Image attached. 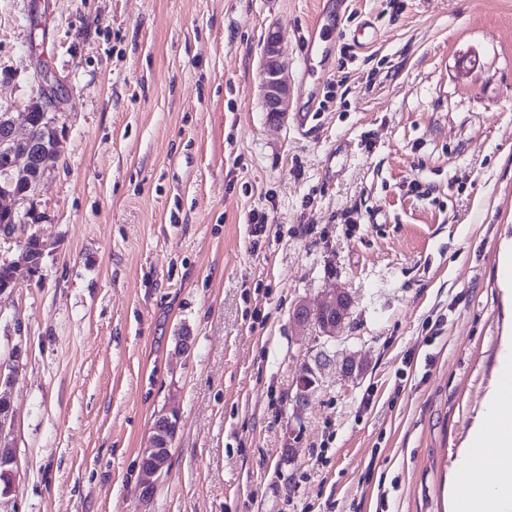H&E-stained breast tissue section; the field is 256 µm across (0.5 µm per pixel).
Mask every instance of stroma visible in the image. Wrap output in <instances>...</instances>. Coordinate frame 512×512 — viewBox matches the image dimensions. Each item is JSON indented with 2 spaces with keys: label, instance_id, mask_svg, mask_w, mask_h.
<instances>
[{
  "label": "stroma",
  "instance_id": "stroma-1",
  "mask_svg": "<svg viewBox=\"0 0 512 512\" xmlns=\"http://www.w3.org/2000/svg\"><path fill=\"white\" fill-rule=\"evenodd\" d=\"M324 3L0 0V106L48 67L63 141L19 206L40 269L0 296V362L22 350L0 512H448L512 331V0H347L301 133L263 109V42L298 82ZM331 288L329 341L294 311ZM349 303V297L345 291H336L334 289L332 292L325 295L318 305L317 309L323 310L311 311L308 309L297 308L295 311V317L296 319H303L306 322L314 320L320 327H322L326 320L325 311L332 313L333 320L327 322L323 326L322 337L326 338V340H334L338 337L345 322ZM319 379L318 376L315 377L310 369L309 364L302 365L300 369V375L298 379V383L296 386V393L294 396V401H296V406L304 407L311 394L314 390H316ZM170 445L168 437L153 431V435L149 439V451L142 459L148 463V467L140 466V471L143 468L140 476V489L144 502H148L153 497V489L157 487L168 470L171 457Z\"/></svg>",
  "mask_w": 512,
  "mask_h": 512
}]
</instances>
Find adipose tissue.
<instances>
[{
    "instance_id": "ef3b65f1",
    "label": "adipose tissue",
    "mask_w": 512,
    "mask_h": 512,
    "mask_svg": "<svg viewBox=\"0 0 512 512\" xmlns=\"http://www.w3.org/2000/svg\"><path fill=\"white\" fill-rule=\"evenodd\" d=\"M448 490L449 512H512V344L499 356L494 388Z\"/></svg>"
}]
</instances>
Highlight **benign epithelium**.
<instances>
[{"label": "benign epithelium", "mask_w": 512, "mask_h": 512, "mask_svg": "<svg viewBox=\"0 0 512 512\" xmlns=\"http://www.w3.org/2000/svg\"><path fill=\"white\" fill-rule=\"evenodd\" d=\"M279 33L268 31L261 58V83L260 94L264 109L272 118L284 115L290 109L291 90L288 77V69L279 56ZM39 113V125L56 128L55 119L48 117V112L41 99L32 101L24 113V125L18 126L16 121L8 119L4 124L6 135L3 144L7 146L6 167L4 176L9 180L21 179L30 182V187L35 189L39 181L33 179L34 169V140H33V113ZM41 256H33L27 250H22L18 258L10 260L0 256V268L6 270L9 279L6 284L0 286V296L7 293L10 285L15 283V269L24 264L33 271H38ZM333 314V320L323 326V337L334 340L338 337L345 322L349 308V297L344 291H332L325 295L318 305ZM170 439L153 432L149 439V451L143 457L148 467L142 470L140 476L141 498L147 502L153 497V489L166 474L171 457ZM15 457L12 452L0 449V477L3 478V492H8L14 476Z\"/></svg>", "instance_id": "7a95c632"}]
</instances>
